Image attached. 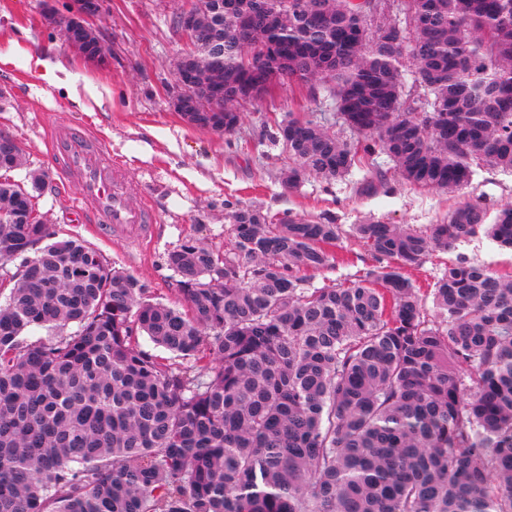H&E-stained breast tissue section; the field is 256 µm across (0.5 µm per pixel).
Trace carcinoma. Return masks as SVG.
Segmentation results:
<instances>
[{
  "label": "carcinoma",
  "mask_w": 512,
  "mask_h": 512,
  "mask_svg": "<svg viewBox=\"0 0 512 512\" xmlns=\"http://www.w3.org/2000/svg\"><path fill=\"white\" fill-rule=\"evenodd\" d=\"M198 2L196 55L216 34L225 81L259 78L265 97L320 84L357 135L277 123L286 189L380 155L451 192L483 163L512 172V0H396L397 47L360 0ZM280 42L286 64L264 53ZM22 155L0 151V210L24 220L0 223V512H512V275L464 255L426 290L403 273L481 232L512 249L511 205L490 223L466 201L424 230L353 224L376 265L334 288L300 272L342 261V225L231 206L224 255L195 238L165 254L170 304L53 240L34 203L45 178L7 177Z\"/></svg>",
  "instance_id": "cac0c4a2"
}]
</instances>
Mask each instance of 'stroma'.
Segmentation results:
<instances>
[{
  "instance_id": "1",
  "label": "stroma",
  "mask_w": 512,
  "mask_h": 512,
  "mask_svg": "<svg viewBox=\"0 0 512 512\" xmlns=\"http://www.w3.org/2000/svg\"><path fill=\"white\" fill-rule=\"evenodd\" d=\"M187 0H108L104 15L91 26L106 49L102 63L76 53L60 28L45 16L46 4L66 14L71 0H0V131L14 136L26 154L12 171L18 182L46 174L49 188L34 200L41 220L57 238H78L97 248L109 266L133 274L156 299L178 300L177 277L164 255L185 238H198L216 253L229 244L225 202L262 208L273 218L331 216L343 226L375 218L389 224L426 228L447 217L465 199H481L488 212L512 205V172L485 167L461 192L448 193L404 181L387 156L375 166L353 170L340 180L303 177L296 189L281 184L291 163L275 140L274 124L289 114L309 112L336 137L352 134L324 92L297 98L289 84L274 97L241 105L232 135L193 126L174 112L178 90L175 63L185 42L173 37L169 23ZM64 67L61 86L48 84L30 58ZM51 123L86 124L110 146L158 209L154 232L139 243L123 241L86 224L72 222L69 207L76 187H62L46 155L45 128ZM345 263L307 273L317 288H333L375 261L356 238L344 236L337 247Z\"/></svg>"
}]
</instances>
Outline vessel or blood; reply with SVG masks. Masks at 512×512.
Returning a JSON list of instances; mask_svg holds the SVG:
<instances>
[{
    "mask_svg": "<svg viewBox=\"0 0 512 512\" xmlns=\"http://www.w3.org/2000/svg\"><path fill=\"white\" fill-rule=\"evenodd\" d=\"M47 155L63 184L77 183L80 197L72 211L79 223L109 225L134 235L149 234L157 223L149 199L130 203L122 168L98 135L87 127L49 125Z\"/></svg>",
    "mask_w": 512,
    "mask_h": 512,
    "instance_id": "vessel-or-blood-1",
    "label": "vessel or blood"
}]
</instances>
